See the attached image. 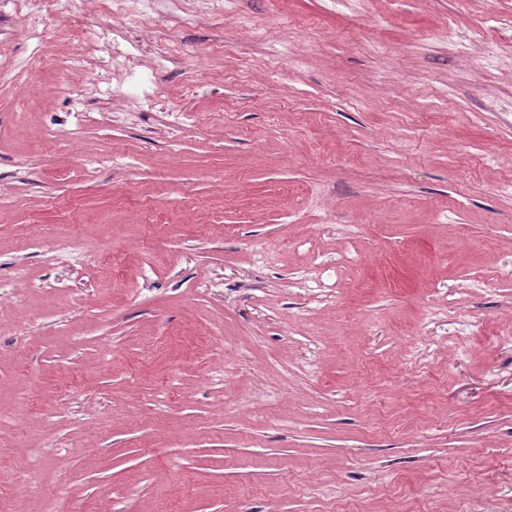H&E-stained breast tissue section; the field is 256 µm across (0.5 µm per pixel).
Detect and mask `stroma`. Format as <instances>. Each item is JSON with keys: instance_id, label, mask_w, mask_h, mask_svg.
Masks as SVG:
<instances>
[{"instance_id": "35a3bbf8", "label": "stroma", "mask_w": 512, "mask_h": 512, "mask_svg": "<svg viewBox=\"0 0 512 512\" xmlns=\"http://www.w3.org/2000/svg\"><path fill=\"white\" fill-rule=\"evenodd\" d=\"M77 8L0 0L6 512H512V0ZM73 0H39V8L27 7L29 0H14L15 15L26 21L29 28L36 31L41 24L58 16L76 18ZM180 17L177 13L169 12L164 21H160L153 12L139 11L136 15L135 22L139 27L151 30L158 34L160 39L175 43L177 41V33ZM52 261L54 265L61 269L70 270L87 263V254L62 244L56 249Z\"/></svg>"}]
</instances>
